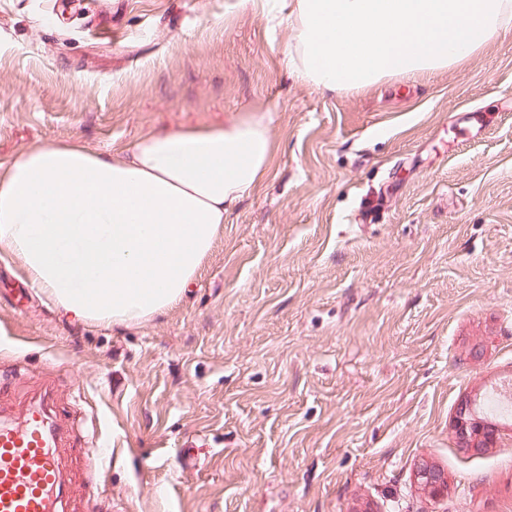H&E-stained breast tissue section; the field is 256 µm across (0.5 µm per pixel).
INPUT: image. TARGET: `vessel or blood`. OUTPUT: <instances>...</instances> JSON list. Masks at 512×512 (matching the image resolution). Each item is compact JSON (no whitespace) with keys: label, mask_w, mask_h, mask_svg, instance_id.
<instances>
[{"label":"vessel or blood","mask_w":512,"mask_h":512,"mask_svg":"<svg viewBox=\"0 0 512 512\" xmlns=\"http://www.w3.org/2000/svg\"><path fill=\"white\" fill-rule=\"evenodd\" d=\"M70 445L51 387L17 407L0 399V512H72L76 489L61 457Z\"/></svg>","instance_id":"1"}]
</instances>
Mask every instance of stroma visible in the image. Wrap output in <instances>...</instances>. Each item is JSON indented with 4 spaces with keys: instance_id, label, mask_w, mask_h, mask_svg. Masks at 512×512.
<instances>
[{
    "instance_id": "35a3bbf8",
    "label": "stroma",
    "mask_w": 512,
    "mask_h": 512,
    "mask_svg": "<svg viewBox=\"0 0 512 512\" xmlns=\"http://www.w3.org/2000/svg\"><path fill=\"white\" fill-rule=\"evenodd\" d=\"M292 42L255 0H0L1 165L243 112L275 144L141 324L67 318L0 252V373L51 384L100 512H512V415L478 452L453 431L512 380V31L339 93L291 73ZM414 474L416 482L424 487L432 498L440 496L446 489L445 473L424 460L417 463Z\"/></svg>"
}]
</instances>
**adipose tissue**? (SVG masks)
Here are the masks:
<instances>
[{"label":"adipose tissue","mask_w":512,"mask_h":512,"mask_svg":"<svg viewBox=\"0 0 512 512\" xmlns=\"http://www.w3.org/2000/svg\"><path fill=\"white\" fill-rule=\"evenodd\" d=\"M300 81L358 90L456 65L512 29V0H293ZM268 112L141 135L119 152L48 141L0 169V250L73 320L130 326L179 302L224 214L267 173Z\"/></svg>","instance_id":"1"}]
</instances>
